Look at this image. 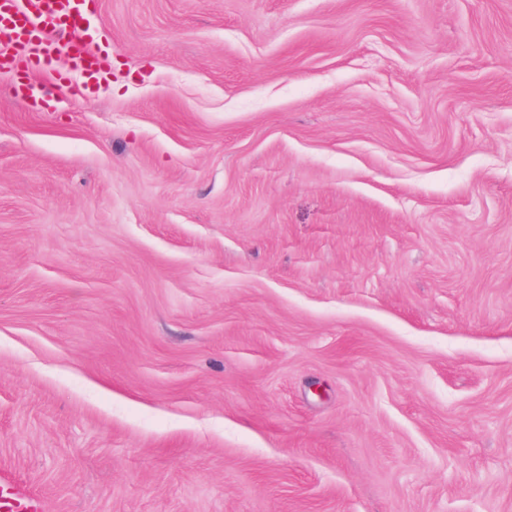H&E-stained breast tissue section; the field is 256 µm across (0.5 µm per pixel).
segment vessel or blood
<instances>
[{
    "mask_svg": "<svg viewBox=\"0 0 512 512\" xmlns=\"http://www.w3.org/2000/svg\"><path fill=\"white\" fill-rule=\"evenodd\" d=\"M84 0H0V71L40 75L36 86L21 94L23 104L51 98L61 89L50 63L62 32L78 33L79 49L72 58L85 81L70 88L71 97H82L103 80L104 60L95 52L97 29L86 19ZM0 512H42L39 497L0 483Z\"/></svg>",
    "mask_w": 512,
    "mask_h": 512,
    "instance_id": "1",
    "label": "vessel or blood"
}]
</instances>
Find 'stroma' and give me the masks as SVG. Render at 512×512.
Returning a JSON list of instances; mask_svg holds the SVG:
<instances>
[{"label": "stroma", "mask_w": 512, "mask_h": 512, "mask_svg": "<svg viewBox=\"0 0 512 512\" xmlns=\"http://www.w3.org/2000/svg\"><path fill=\"white\" fill-rule=\"evenodd\" d=\"M0 72V482L44 512H512V0H86ZM83 0H1L0 1V71L38 74L42 81L18 94L31 107L37 98H52L62 89L50 63L59 45L58 34L76 32L78 51L72 58L75 68L85 77L81 87L69 88L72 98H81L107 73L104 60L95 52L97 29L86 19Z\"/></svg>", "instance_id": "35a3bbf8"}]
</instances>
